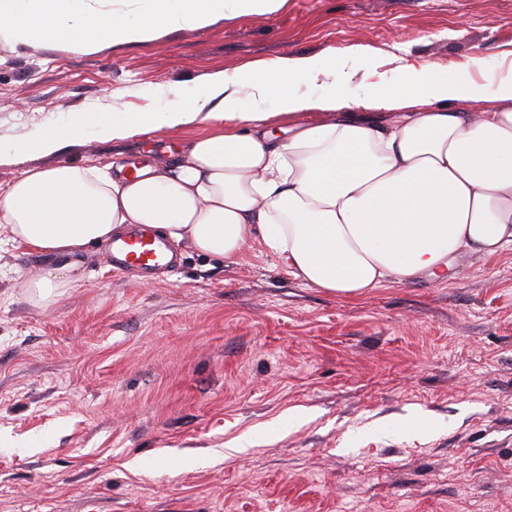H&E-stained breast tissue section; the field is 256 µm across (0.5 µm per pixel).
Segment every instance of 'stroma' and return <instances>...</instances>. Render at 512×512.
Listing matches in <instances>:
<instances>
[{
    "label": "stroma",
    "mask_w": 512,
    "mask_h": 512,
    "mask_svg": "<svg viewBox=\"0 0 512 512\" xmlns=\"http://www.w3.org/2000/svg\"><path fill=\"white\" fill-rule=\"evenodd\" d=\"M358 44L391 87L401 57L497 80L512 75V0H288L91 54L2 42L0 143ZM473 56L482 67L462 71ZM365 64L290 90L335 88L383 123ZM209 131L89 140L41 163L162 162ZM173 252L122 271L103 243L74 261L0 232V512H512V247L357 300L303 285L253 240L231 260ZM49 273L65 285L42 303L28 283Z\"/></svg>",
    "instance_id": "1"
}]
</instances>
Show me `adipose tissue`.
I'll use <instances>...</instances> for the list:
<instances>
[{
  "label": "adipose tissue",
  "instance_id": "ef3b65f1",
  "mask_svg": "<svg viewBox=\"0 0 512 512\" xmlns=\"http://www.w3.org/2000/svg\"><path fill=\"white\" fill-rule=\"evenodd\" d=\"M213 0H0V41L65 42L82 53L102 43H141L162 30H197L216 14ZM335 52L210 75L203 95L153 112H76L46 119L0 148V162L23 165L0 188V227L13 240L69 257L127 229H163L173 244L233 259L251 228L259 244L302 283L360 298L389 282L446 277L463 251L491 256L512 246V77L433 82V100L409 111L431 80L418 60H402V80L383 93L366 69L371 107L389 111L374 126L330 94L310 99L277 83L330 71ZM288 121L275 140L264 107ZM491 107L472 113L469 103ZM319 109L327 122H302ZM208 123L173 161L128 175L79 165L34 167L88 139L125 140L158 128Z\"/></svg>",
  "mask_w": 512,
  "mask_h": 512
}]
</instances>
